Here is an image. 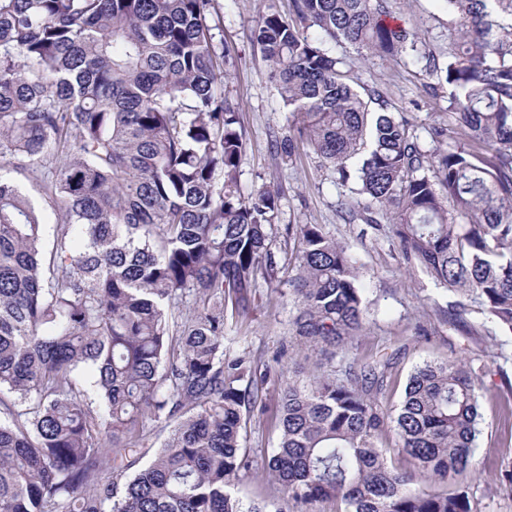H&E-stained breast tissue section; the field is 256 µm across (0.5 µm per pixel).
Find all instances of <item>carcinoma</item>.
Instances as JSON below:
<instances>
[{"label":"carcinoma","mask_w":512,"mask_h":512,"mask_svg":"<svg viewBox=\"0 0 512 512\" xmlns=\"http://www.w3.org/2000/svg\"><path fill=\"white\" fill-rule=\"evenodd\" d=\"M254 35L296 117L274 143L336 169L347 224L385 215L408 264L512 334V0H442L446 59L417 51L388 0H292ZM212 0H0V157L65 216L51 246L38 208L0 179V512H266L231 488L248 467L253 364L224 355L226 313L260 283L288 287L295 342L361 335L366 305L349 246L288 224L280 194L243 196L240 114L224 96ZM407 58L449 88L464 130L421 148L377 89L369 108L325 44ZM288 274L285 280L279 273ZM391 359H342L281 390L267 476L305 512H472L467 491L409 488L376 443L446 483L472 466L486 365L415 368L394 414ZM173 426L147 446L144 420Z\"/></svg>","instance_id":"obj_1"}]
</instances>
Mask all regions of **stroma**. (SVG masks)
Listing matches in <instances>:
<instances>
[{
    "mask_svg": "<svg viewBox=\"0 0 512 512\" xmlns=\"http://www.w3.org/2000/svg\"><path fill=\"white\" fill-rule=\"evenodd\" d=\"M271 5L285 14L291 0H213L209 17L217 42L234 48L224 66V94L237 104L246 131L240 190L245 195L262 185L280 190L278 224H322L348 243L361 267L368 314L362 335L345 352L362 361L393 357L383 398L388 410L399 407L411 373L423 362L457 354L485 363L483 423L475 441L474 468L456 482L467 488L473 512H512V485L501 479L502 471L512 470V422L503 413L504 407L512 406V358L507 361L498 355L502 349L512 355V340L473 311L449 322L454 294L389 247L390 224L376 230L367 224L344 223L336 211L334 168L311 152L297 165L272 153L271 135L286 133L293 116L269 82L266 63L253 41L254 30ZM389 7L403 26L416 33L419 51L447 55L448 15L440 0H389ZM335 53L348 69L383 93L390 111L404 113L424 148L433 146L432 129L451 131L448 88L437 85L419 65L366 55L348 45ZM290 318L287 297L276 286H264L258 288L251 312L233 322L224 338L225 355H249L261 381L243 440L253 465L241 471L234 494L244 505H264L269 512L285 499L281 486L260 473L264 457L280 436L270 413L287 379L308 381L324 366L320 358L296 351L288 334Z\"/></svg>",
    "mask_w": 512,
    "mask_h": 512,
    "instance_id": "1",
    "label": "stroma"
}]
</instances>
